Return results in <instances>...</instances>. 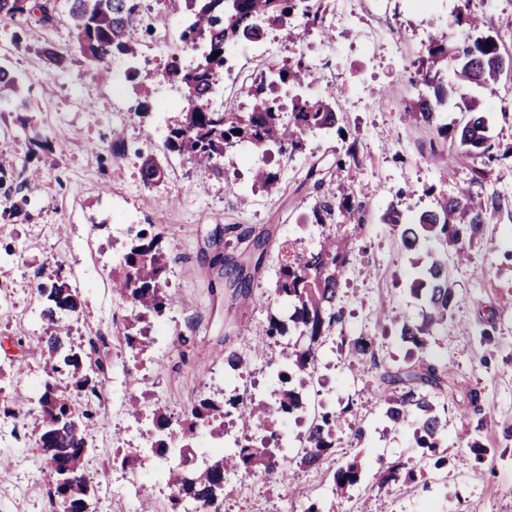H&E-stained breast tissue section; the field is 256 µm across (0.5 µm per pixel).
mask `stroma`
Listing matches in <instances>:
<instances>
[{
  "label": "stroma",
  "instance_id": "1",
  "mask_svg": "<svg viewBox=\"0 0 512 512\" xmlns=\"http://www.w3.org/2000/svg\"><path fill=\"white\" fill-rule=\"evenodd\" d=\"M443 12L423 11L407 0H391L385 17L370 21L355 12L334 28L333 41L303 29L273 30L281 59L322 60L321 80L309 97L332 96L340 110L343 136L310 135L301 152L261 155L246 145L229 148L221 174L195 168L166 145L172 113L180 112L183 89L153 83L148 98L136 91L132 71L163 70L168 54L114 57L108 81H99L85 59L74 53L75 33L66 6L51 23H0V66L30 88L26 104L0 102V141L12 143L0 155V512H52V476L42 469L33 423L15 415L36 400L44 365L36 348L48 330L41 318L38 284L59 278L76 290L81 307L70 317L71 339L98 341L105 364L104 402L87 424L91 452L87 469L100 487L96 512H170L165 463L147 452L151 426L126 410L130 396L145 409L163 408L185 418L200 399L234 395L275 399L284 343L266 334L270 315H287L275 284L282 268L302 253L317 250L323 234L350 233L352 256L340 279V325L321 339L316 373L322 379L325 410L334 412L335 465L353 458L364 464L362 482L340 494L324 470L289 464L285 477L264 472L224 473V512H512V156L502 158L473 185L495 195L499 210L468 258L450 266L458 302L427 349L401 341L397 326L417 319L410 295L412 253L400 242L399 228L382 223L389 203H398L405 221L431 209L436 195L453 194L459 182L454 148L435 128L406 121L404 110L417 96L412 78L427 34L456 44L463 36L454 22L458 0H444ZM142 25L134 38L150 42L158 19L174 33L185 14L167 0H141ZM381 35L378 50L367 49L369 28ZM72 49L68 62L47 76L41 54L46 44ZM490 112L501 149L512 147V81L496 92L477 88ZM174 101L158 113L161 96ZM355 146L356 160L345 157ZM153 155L164 179L141 180L143 158ZM263 165L278 179L270 195L253 181ZM318 166L325 181L352 185L364 209L360 227L329 220L316 224L312 210L321 195L308 179ZM41 189L25 187L32 170ZM154 225L175 248L165 292L173 303L162 317L139 323L147 343L135 350L124 341L131 304L112 289L132 226ZM270 241L258 271L243 295L225 289L217 254L236 261L254 237ZM386 307L379 317L378 307ZM365 337L373 351L351 353L352 339ZM248 356L231 381L224 378V355ZM433 361L445 385L426 395L446 425L443 447L451 460L438 469L415 446L416 414L390 424L379 405L380 377L400 368ZM24 374H16V365ZM475 428L476 438L494 449V462L462 456L459 436ZM140 461L123 467L124 456ZM406 462L414 479L377 488L374 474L384 464Z\"/></svg>",
  "mask_w": 512,
  "mask_h": 512
}]
</instances>
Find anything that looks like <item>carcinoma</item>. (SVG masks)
<instances>
[{
  "label": "carcinoma",
  "instance_id": "carcinoma-1",
  "mask_svg": "<svg viewBox=\"0 0 512 512\" xmlns=\"http://www.w3.org/2000/svg\"><path fill=\"white\" fill-rule=\"evenodd\" d=\"M64 2L76 33L75 48L96 68L101 80L109 79V62L113 57L137 54L130 32L139 21L140 0ZM181 2L189 20L182 40L195 49L202 48V53L187 64L173 56L161 71L162 77L180 84L185 93V105L170 128L171 151L185 156L199 168L210 170L224 157V149L230 144L246 143L258 151L273 146L291 155L303 149L305 138L311 133H342L336 103L328 97L294 99L288 122H283L279 103L267 96L268 85L263 81L256 85V96L261 101L259 112H225L209 103L216 79L232 70L226 48L258 39L267 30L282 27L295 17L301 18L310 30L330 36V27L325 24V0ZM470 4L471 0H459L456 8L455 21L464 27L460 42L450 48L435 36L425 46L416 75L428 93L410 103L407 115L434 127L438 136L451 138L460 172L474 181L484 175L485 166L500 160L501 155L488 112L479 98L460 94L459 110L464 120L457 125L441 122L440 112L456 93V89L444 84L443 67L450 61L456 62L463 82L495 92V86L504 77L503 59H512L505 46V40L512 39V32L507 36L478 32L481 21ZM54 9L51 0H0V22L27 20L36 10L41 13V21L47 22ZM42 53L47 64L56 68L64 65L70 50L49 44L43 47ZM277 76L280 82L298 88L320 79L317 71L300 59L278 65ZM11 98L26 103L22 80L0 67V101ZM362 208L355 192L338 194L328 188L312 215L317 224L335 217L354 222ZM498 209L495 196L476 197L468 187L462 186L453 196L438 197L434 208L421 212L416 222L401 227L404 250L422 253L412 264L409 291L423 308L420 320L401 324L398 335L403 341L423 349L434 332L448 323V314L458 301L448 273V255L463 259L465 248L482 238L485 225L492 223ZM348 241L344 235L328 234L317 251L303 254L282 268L276 294L288 298L293 311L286 320L270 315L267 335L277 343L294 329L306 338V343L290 346L284 353L285 366L278 375L279 397L272 401H247L232 396L219 403L202 399L191 407L186 417L189 432H194L200 423L210 424L217 417L233 413L243 426L267 432L276 439V425L284 417L303 410L300 388L305 385V376L315 367L321 337L340 322V312L336 311L337 291L348 261ZM172 255L173 248L163 246V237L152 224L129 237L123 262L112 275V288L121 298L130 300L137 312L136 321L141 322L149 315L160 317L171 305L172 299L164 291L163 282ZM213 263L223 267L224 287L235 294L241 292L245 282L231 274L230 262L218 255ZM38 293L43 299L42 318L52 329L50 335L38 339L46 360V379L37 406L21 416L33 419L36 446L54 479L50 491L54 510L94 512L97 484L87 474L90 448L86 423L102 400L104 367L96 358V341L89 340L85 348L70 342L63 316L79 311L76 291L57 279L48 285L39 284ZM440 383L438 370L432 365L407 367L383 377L385 390L380 396L384 417L395 425L404 421L411 411L418 413L415 445L422 453L434 457L437 467L448 463V457L440 454L445 423L419 388H437ZM151 415L156 455L165 458L171 453L167 438L173 420L160 408L151 410ZM335 426L336 415L326 412L309 427L307 446L299 464L319 468L326 463L335 448ZM462 448L474 454L479 462L494 457L492 449L481 446L468 433L462 437ZM231 460L246 473L260 468L268 472L275 470V462L266 449L248 443L239 446L231 456L211 455L202 466H172L166 471L172 512H179L178 507L190 502L202 512H224V471ZM362 476L363 467L357 459L332 472L336 487L343 493L356 486Z\"/></svg>",
  "mask_w": 512,
  "mask_h": 512
}]
</instances>
